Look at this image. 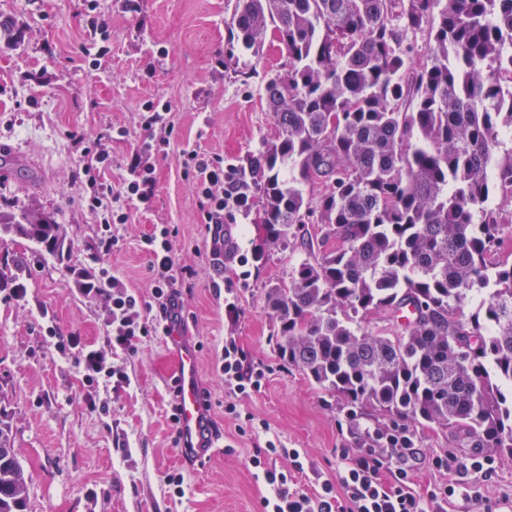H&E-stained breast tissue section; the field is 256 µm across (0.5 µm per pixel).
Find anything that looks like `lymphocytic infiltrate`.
<instances>
[{"instance_id": "lymphocytic-infiltrate-1", "label": "lymphocytic infiltrate", "mask_w": 512, "mask_h": 512, "mask_svg": "<svg viewBox=\"0 0 512 512\" xmlns=\"http://www.w3.org/2000/svg\"><path fill=\"white\" fill-rule=\"evenodd\" d=\"M111 140L108 134L92 140L81 136L76 139L83 157L81 202L100 226V247L106 253L111 252L116 243L113 225L127 223L131 209L150 199L155 172L147 161L155 146L147 142L132 151L127 177L112 182L106 175L112 166L108 147ZM185 165L195 175V192L204 220L214 227L212 241L217 246L224 244L225 224L236 223L238 217L246 216L250 209L246 175L225 169L223 158L209 159L195 151L188 153ZM173 234V229L163 226L144 240L146 251L154 258L156 305L152 315H144L138 298L125 290L123 282L112 277L108 269H99L94 275L82 274L80 294L109 304L105 326L112 345L130 351L142 338L164 335L168 309L181 299L178 284L184 273L171 255ZM45 333L55 338L60 351L75 352L85 383L103 380L116 386L127 383V374L120 367L108 365L100 350L82 346L78 337L60 335L52 325L46 326ZM220 369L229 396L244 395L262 387L263 370L248 365L247 354L236 339H225ZM406 454L403 448H391L384 454L375 448L342 452L335 480L323 481L311 493L297 489L292 481V471L303 468L297 449L280 448L271 442L257 449L251 462L272 491L271 496L263 500L264 512H447L448 502L458 489L456 481H448L422 494L415 489L406 468H397L393 479H382L380 472L385 461ZM280 457L290 461V468L276 467L275 461Z\"/></svg>"}]
</instances>
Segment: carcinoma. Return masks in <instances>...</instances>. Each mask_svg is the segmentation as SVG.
Masks as SVG:
<instances>
[{"mask_svg": "<svg viewBox=\"0 0 512 512\" xmlns=\"http://www.w3.org/2000/svg\"><path fill=\"white\" fill-rule=\"evenodd\" d=\"M430 59L410 32L429 21ZM288 69L266 86L279 133L254 162L269 243L321 225L323 250L267 292L288 364L345 399L357 448H413L437 426L467 448L512 453V0H236L229 22ZM316 185L315 207L301 186ZM0 224L51 251L60 225L29 210ZM481 296L476 310L464 306ZM378 315L394 331L359 320ZM378 419L374 429L363 419ZM0 420V512H24L27 481Z\"/></svg>", "mask_w": 512, "mask_h": 512, "instance_id": "obj_1", "label": "carcinoma"}]
</instances>
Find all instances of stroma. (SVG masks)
<instances>
[{
    "label": "stroma",
    "instance_id": "stroma-1",
    "mask_svg": "<svg viewBox=\"0 0 512 512\" xmlns=\"http://www.w3.org/2000/svg\"><path fill=\"white\" fill-rule=\"evenodd\" d=\"M111 52L99 69L81 62L86 43L85 0H0V211L38 206L60 226L62 244L51 252L12 230L0 228V419L12 427V443L28 477L26 512H263L268 487L250 458L267 441L298 449L304 470L298 488L313 491L335 479L342 450L353 439L344 423L342 398L321 391L289 365L277 348V323L266 302L271 286L288 280L313 256L308 243L320 227L308 225L305 240L271 244L254 212L263 204L251 185L252 216L227 227L223 255H213L211 232L186 175L183 154L194 150L250 167L278 129L266 105L268 81L288 62L278 47L256 58L237 47L228 21L235 0H100ZM167 102L166 122L145 129V102ZM123 129L109 144L112 179L145 138L166 141L153 159L155 184L149 206L132 210L115 225L111 253L97 247L99 229L80 201L75 179L82 158L73 135L95 138ZM160 224L175 230L171 255L190 268L182 297L186 334L197 345L211 420L228 449L204 467L182 460L170 420L169 379L175 359L163 337L140 340L127 351L106 341L103 301L75 290L73 274L107 267L142 305L154 303L152 258L143 239ZM250 253L247 279L236 257ZM25 293L16 298L12 285ZM237 310L227 315L226 289ZM82 337L108 363L123 367L129 385L85 386L74 354L60 353L44 327ZM235 338L251 366L265 372L260 391L234 400L228 414L220 361L224 341ZM406 466L424 493L446 472L440 455L462 462L486 456L462 447L448 431L416 432ZM495 471L483 477L461 472V486L478 485L482 502L455 496L448 512H512V458L495 455ZM183 477L182 493L168 474Z\"/></svg>",
    "mask_w": 512,
    "mask_h": 512
}]
</instances>
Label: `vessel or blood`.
I'll return each mask as SVG.
<instances>
[{
	"mask_svg": "<svg viewBox=\"0 0 512 512\" xmlns=\"http://www.w3.org/2000/svg\"><path fill=\"white\" fill-rule=\"evenodd\" d=\"M166 342L176 360L170 389L178 448L182 457L201 462L222 452L224 443L210 432V409L201 387L197 350L185 335L180 318L172 319Z\"/></svg>",
	"mask_w": 512,
	"mask_h": 512,
	"instance_id": "1",
	"label": "vessel or blood"
}]
</instances>
